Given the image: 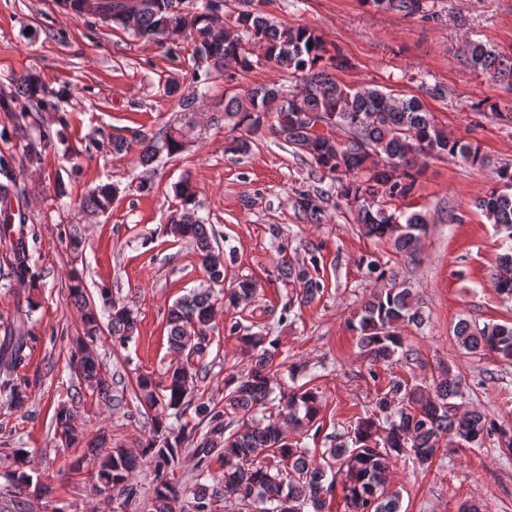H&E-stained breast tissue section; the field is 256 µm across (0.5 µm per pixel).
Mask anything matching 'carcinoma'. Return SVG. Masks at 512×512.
I'll list each match as a JSON object with an SVG mask.
<instances>
[{
    "mask_svg": "<svg viewBox=\"0 0 512 512\" xmlns=\"http://www.w3.org/2000/svg\"><path fill=\"white\" fill-rule=\"evenodd\" d=\"M102 2L105 8L100 20L106 23L171 45L189 40L193 69H200L196 58L202 56L207 60L208 76L214 72L222 75L232 67L248 70L257 60L272 64L287 80L296 82L292 87L273 81L243 94L227 88L222 112L231 130L242 131L231 139L228 152H247L249 137L266 131L309 166V184L296 191L293 204L311 224L321 223L323 204L330 201L334 190L342 205L355 214L365 237L385 240L396 252L412 257L419 251L429 217L422 211H401L393 207V201L408 197L414 190L417 161L445 156L472 165L483 162L479 147L449 136L420 98L402 97L373 84L350 86L338 81L334 71L347 67L340 50L330 53L315 29L277 22L252 8L253 0H240L242 9L231 19L209 14L205 0H187V10L179 13L169 11L170 0H137L130 19L108 15L120 0ZM363 3L405 17L424 16L430 9L429 0ZM466 60L474 70L512 89V57L484 43L472 42ZM12 85L10 92L0 95V111L17 110L23 118L26 107L43 103V87L36 73L22 74L13 79ZM303 114L330 122L331 133L316 135L301 120ZM135 143L141 146L138 159L143 167L151 166L163 152L173 157L183 149L182 137L170 127L157 135L141 134ZM53 145L50 132L40 130L24 144L21 158L0 154L1 203L9 198L23 164L41 163ZM497 177V183L473 206L493 224L504 242L505 252L499 256L493 285L498 294L511 298L512 170L502 169ZM326 180L330 181L328 189L322 187ZM119 193V187L111 183L99 184L82 197L80 207L91 215H103ZM178 195L181 206L173 212L166 234L193 245L208 287L178 298L169 308L168 342L179 360L170 365L163 385L147 373L136 377L137 400L144 414L151 416L152 436L138 453L125 448L97 450L92 478L99 492L115 491L127 502L134 500L138 489L132 478L143 464L150 463L156 472L150 512H213L222 497L235 499L242 512H250V504L256 501L263 505L261 512H304L307 507L322 512L337 484L342 487L344 512H401L400 491L391 483L392 460L403 458L415 469H426L442 443L451 452L455 448H481L488 440L497 441L502 452L512 454L511 430L481 411L460 412L457 399L464 396L461 377L448 366L438 371L430 386L388 378V384L376 391L373 409L351 426L349 441H341L337 435L327 437L330 447L314 459L301 441L290 439V433L317 438L321 430L317 425L320 395L306 382L297 384L307 374L305 366L294 364L288 369L294 386L281 392L279 398H272L279 343L264 330L240 337L250 364L245 372L224 381L229 390L224 410L211 407L194 394L210 347L208 333L218 304L247 305L257 297L258 288L255 281L244 277L234 287L224 288L226 261L233 252L213 245L190 182L180 183ZM0 237L9 246L8 278L19 283L38 279L40 274L31 263L24 232L15 231L1 220ZM358 263L375 280L388 281V286L371 291L365 298L357 323L352 325L361 349L372 362L387 367L398 362L400 356L410 360L411 352L404 348L401 331L406 326L424 325L414 288L370 256H361ZM280 269L282 282L292 290L288 303L308 304L323 291L316 256H310L307 263L283 261ZM68 297L82 310L83 325V337L77 340L70 367L76 378L108 399L110 386L96 349L102 324L76 274L71 275ZM104 305L109 334L130 338L137 327L135 310L107 294ZM454 337L468 353L486 351L512 360V322L480 327L462 318L455 325ZM29 348L24 336L0 339V391L18 411L28 401V383L19 369L27 360ZM274 400L278 401L276 414L253 418L255 409ZM169 410L180 421L179 427L166 423ZM188 414L198 423L183 420ZM228 414L240 416L241 425L231 427L225 421ZM202 424L206 432L198 438L196 431ZM54 429L68 446L79 439L73 411L68 407L56 411ZM187 443L193 445L191 452L201 469L186 505L185 483L172 480L170 474L179 468ZM12 455L16 465L13 485L21 491L33 483L25 471L31 460L22 448L12 450ZM215 457L222 462V476L211 486L200 483L208 476L205 469Z\"/></svg>",
    "mask_w": 512,
    "mask_h": 512,
    "instance_id": "1",
    "label": "carcinoma"
}]
</instances>
